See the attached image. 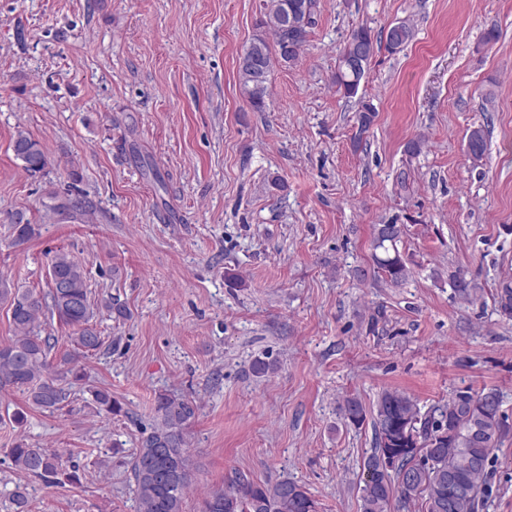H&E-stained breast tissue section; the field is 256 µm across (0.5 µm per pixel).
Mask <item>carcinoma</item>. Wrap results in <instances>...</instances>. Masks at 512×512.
<instances>
[{"mask_svg": "<svg viewBox=\"0 0 512 512\" xmlns=\"http://www.w3.org/2000/svg\"><path fill=\"white\" fill-rule=\"evenodd\" d=\"M319 10L320 0H265L256 34L245 50L257 55L263 74L256 77L238 70L241 92L255 111L265 109L273 64L288 67L296 63ZM413 35L409 21L394 22L388 27L386 48L395 52ZM376 49L378 40L370 27L361 25L351 31L338 56L334 75L337 91L349 98L357 95ZM375 118L373 106L362 104L353 147L360 145ZM486 149L484 131L471 130L466 141L468 156L478 162ZM12 150L30 173H40L51 164L40 144L22 129L13 137ZM50 199L54 203L48 210L55 214L76 213L85 207L80 198L60 201L52 194ZM12 227L17 244L35 235V225L20 212L13 217ZM403 234L402 224L374 227L373 271L392 287L402 286L412 274L398 248ZM448 281L459 300H476L478 284L464 273H452ZM0 301L9 304L16 331L10 343L0 346V388L20 389L27 393L31 406L49 411L68 404L70 391L64 382L84 380L81 360L104 345L93 320L103 312L118 319L127 316L119 300L91 298L84 264L62 250L50 258L48 292L11 288L1 282ZM497 304L500 314L511 319L512 279L499 284ZM46 310L74 331L73 352L61 358L63 369L57 372L50 371L48 360L55 338L41 334L40 318ZM88 392L98 411L107 415L121 412L110 392L98 388ZM502 403L501 393L494 388L480 392L466 388L456 391L448 403L423 413L406 394L381 392L372 412L375 446L363 461L366 478L361 486V512H393L410 504L420 505L421 512H479L487 494L493 451L512 435ZM155 412L157 423L141 437L131 464L138 512H184L192 484L185 430L195 417L196 406L183 396L161 394ZM339 414L344 424L354 427L367 417L356 396L344 400ZM7 457L15 469L46 483H57L61 477L78 480L77 470H67L59 454L32 448L22 439L7 450ZM201 512H317V503L304 486L290 479L269 484L237 477L225 488L211 492Z\"/></svg>", "mask_w": 512, "mask_h": 512, "instance_id": "obj_1", "label": "carcinoma"}]
</instances>
